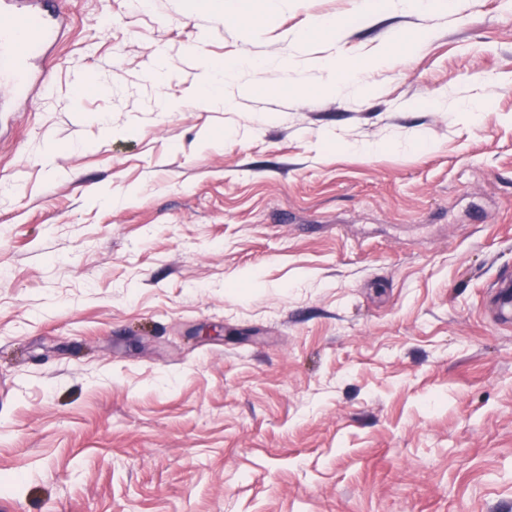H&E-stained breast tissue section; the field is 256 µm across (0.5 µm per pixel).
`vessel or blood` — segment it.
Segmentation results:
<instances>
[{
  "instance_id": "vessel-or-blood-1",
  "label": "vessel or blood",
  "mask_w": 512,
  "mask_h": 512,
  "mask_svg": "<svg viewBox=\"0 0 512 512\" xmlns=\"http://www.w3.org/2000/svg\"><path fill=\"white\" fill-rule=\"evenodd\" d=\"M64 12L59 0H0V89L26 101L47 85L42 61Z\"/></svg>"
}]
</instances>
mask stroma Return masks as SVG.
<instances>
[{
  "label": "stroma",
  "instance_id": "1",
  "mask_svg": "<svg viewBox=\"0 0 512 512\" xmlns=\"http://www.w3.org/2000/svg\"><path fill=\"white\" fill-rule=\"evenodd\" d=\"M66 14L0 97V512H512V0Z\"/></svg>",
  "mask_w": 512,
  "mask_h": 512
}]
</instances>
